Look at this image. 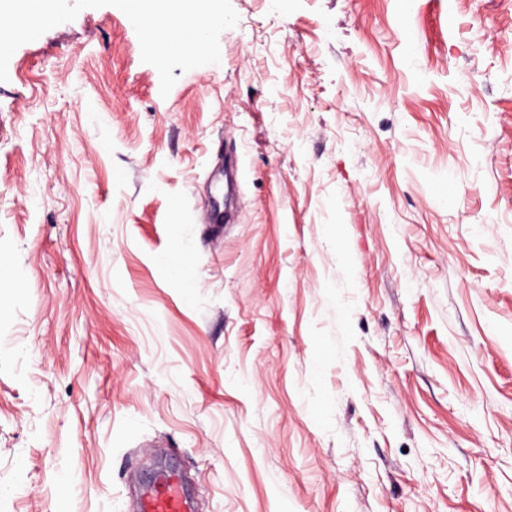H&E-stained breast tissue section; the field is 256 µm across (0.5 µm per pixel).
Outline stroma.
Returning a JSON list of instances; mask_svg holds the SVG:
<instances>
[{
  "instance_id": "1",
  "label": "stroma",
  "mask_w": 512,
  "mask_h": 512,
  "mask_svg": "<svg viewBox=\"0 0 512 512\" xmlns=\"http://www.w3.org/2000/svg\"><path fill=\"white\" fill-rule=\"evenodd\" d=\"M231 3L165 96L113 6L9 60L0 512H512V0ZM188 504L183 494L179 476L170 475L164 484L146 492L139 505V512H187Z\"/></svg>"
}]
</instances>
